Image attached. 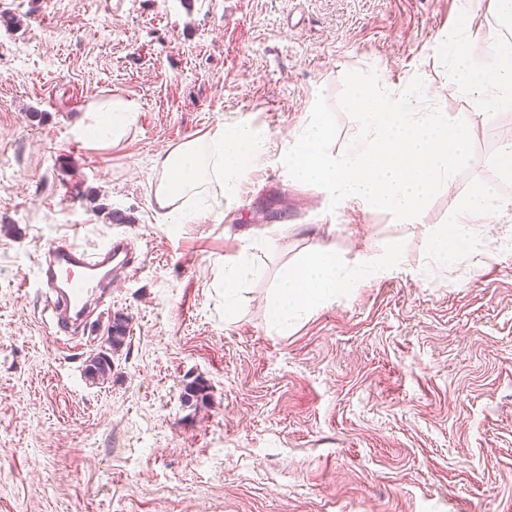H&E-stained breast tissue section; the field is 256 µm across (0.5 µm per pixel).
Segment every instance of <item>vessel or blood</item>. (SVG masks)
Instances as JSON below:
<instances>
[{
  "label": "vessel or blood",
  "mask_w": 512,
  "mask_h": 512,
  "mask_svg": "<svg viewBox=\"0 0 512 512\" xmlns=\"http://www.w3.org/2000/svg\"><path fill=\"white\" fill-rule=\"evenodd\" d=\"M137 269L125 237L113 236L91 252L62 239L40 256L33 284L43 293L55 331L70 334L85 326L94 309L105 305L113 275L130 277Z\"/></svg>",
  "instance_id": "vessel-or-blood-1"
}]
</instances>
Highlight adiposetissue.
<instances>
[{
	"label": "adipose tissue",
	"instance_id": "1",
	"mask_svg": "<svg viewBox=\"0 0 512 512\" xmlns=\"http://www.w3.org/2000/svg\"><path fill=\"white\" fill-rule=\"evenodd\" d=\"M92 119L82 136L96 144L117 142L132 122V103L99 98L87 107ZM265 142L249 126L230 130L216 129L210 137L193 138L159 151L154 159L158 174L153 201L162 216L195 219L209 210L210 189L223 185L225 178L253 166L265 153ZM512 208V201L498 196L483 182L473 185L468 197L458 206L451 224L429 231L435 259L443 264L463 255H481L486 240L476 233L478 225L488 223L492 212ZM402 249L390 245L385 251L357 252L353 259L338 255L330 244H321L286 266L266 308L269 329L282 332L294 320L335 300L358 274L376 278L399 271ZM259 274L248 251H241L224 264V307L237 310L239 288Z\"/></svg>",
	"mask_w": 512,
	"mask_h": 512
}]
</instances>
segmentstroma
Segmentation results:
<instances>
[{"label": "stroma", "mask_w": 512, "mask_h": 512, "mask_svg": "<svg viewBox=\"0 0 512 512\" xmlns=\"http://www.w3.org/2000/svg\"><path fill=\"white\" fill-rule=\"evenodd\" d=\"M459 0H0V512H512V254L434 261L474 183L512 198L496 158L512 111L476 117L448 81L440 32ZM351 70L473 119L475 155L406 224L330 208L282 163L317 94ZM115 95L126 135L76 126ZM249 126L261 163L194 221L152 202L155 154ZM124 221L111 223L109 212ZM124 234L136 275L112 287L85 339L47 323L33 286L44 247ZM402 247L399 272L358 280L280 334L266 324L279 269L321 243ZM250 245L259 275L224 313V261ZM127 339L90 377L114 317ZM206 381V403L184 387ZM86 112L91 113L92 119L80 130V135L88 137L93 144H109L121 139L136 110L130 102L109 97L92 101Z\"/></svg>", "instance_id": "35a3bbf8"}]
</instances>
